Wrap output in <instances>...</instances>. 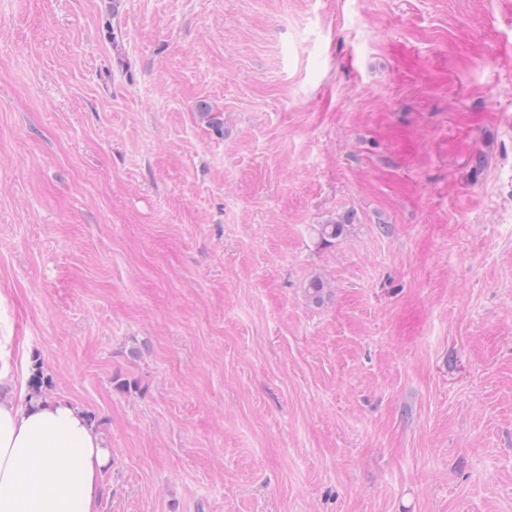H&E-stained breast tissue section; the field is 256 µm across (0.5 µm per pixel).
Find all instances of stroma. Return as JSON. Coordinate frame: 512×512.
<instances>
[{
	"label": "stroma",
	"instance_id": "obj_1",
	"mask_svg": "<svg viewBox=\"0 0 512 512\" xmlns=\"http://www.w3.org/2000/svg\"><path fill=\"white\" fill-rule=\"evenodd\" d=\"M0 363L97 512H512V0H0Z\"/></svg>",
	"mask_w": 512,
	"mask_h": 512
}]
</instances>
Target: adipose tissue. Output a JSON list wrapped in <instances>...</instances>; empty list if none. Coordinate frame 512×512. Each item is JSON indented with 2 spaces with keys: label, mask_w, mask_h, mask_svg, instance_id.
I'll return each instance as SVG.
<instances>
[{
  "label": "adipose tissue",
  "mask_w": 512,
  "mask_h": 512,
  "mask_svg": "<svg viewBox=\"0 0 512 512\" xmlns=\"http://www.w3.org/2000/svg\"><path fill=\"white\" fill-rule=\"evenodd\" d=\"M106 441L70 404L15 400V382L0 368V512H96Z\"/></svg>",
  "instance_id": "ef3b65f1"
}]
</instances>
